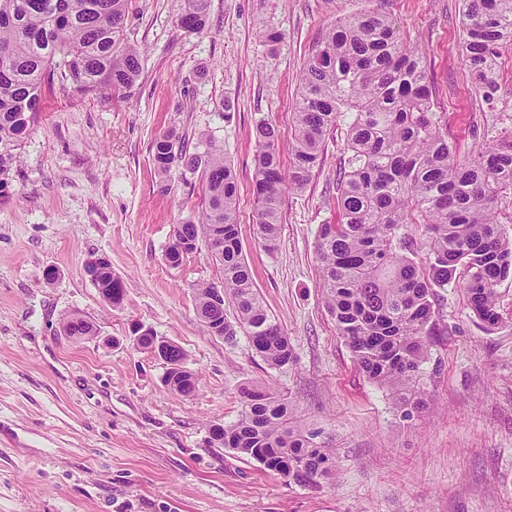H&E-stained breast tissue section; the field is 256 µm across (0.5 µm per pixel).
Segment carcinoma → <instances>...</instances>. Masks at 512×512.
I'll return each instance as SVG.
<instances>
[{
  "label": "carcinoma",
  "instance_id": "obj_1",
  "mask_svg": "<svg viewBox=\"0 0 512 512\" xmlns=\"http://www.w3.org/2000/svg\"><path fill=\"white\" fill-rule=\"evenodd\" d=\"M134 0H0V201L12 186L29 124L47 91L59 83L81 93L127 92L142 72V53L126 22ZM463 60L476 91L498 92L497 63L512 48V0H463ZM209 21V0H187L179 20L188 32ZM344 112L354 115L347 135L348 170L337 182L338 218L320 226L316 242L320 288L338 335L358 369L387 388L401 417L422 409V366L435 335L434 289L458 267L475 316L498 324L497 287L512 276V242L495 210L512 194V137L467 159L448 141L446 119L434 110L420 50L404 40L383 10L339 18L307 59L295 104L293 160L283 168L279 130L256 124L255 234L268 250L281 229V200L301 191L324 160L327 132ZM189 137L171 129L151 144L152 161L171 190L176 173L202 184L196 219L172 225L165 258L179 267L195 244L213 242V260L234 302L233 324L213 303V287L198 289L195 307L214 336L244 333L269 368L293 363V348L254 289L236 219L237 181L224 150L211 143L189 152ZM416 224L423 238L403 232ZM103 300L121 303L124 285L105 257L88 264ZM65 335L83 339L94 326L73 315ZM165 384L183 396L195 391L176 344L165 355ZM219 446L251 458L287 481L315 485L332 472L329 455L292 417L288 398L269 388L245 393L238 419L224 425Z\"/></svg>",
  "mask_w": 512,
  "mask_h": 512
}]
</instances>
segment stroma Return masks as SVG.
Segmentation results:
<instances>
[{"mask_svg": "<svg viewBox=\"0 0 512 512\" xmlns=\"http://www.w3.org/2000/svg\"><path fill=\"white\" fill-rule=\"evenodd\" d=\"M136 6V85L124 96L48 97L0 202V512H512V280L497 287L491 328L475 317L464 275L437 289L428 405L403 420L358 370L319 289L316 241L336 220L352 114L327 136L307 188L284 193L274 250L255 237L253 193L256 124L279 128L290 164L303 65L340 17L383 9L420 46L435 109L463 155L512 135V49L488 103L463 63L462 0H210L199 33L179 25L186 0ZM171 128L194 147L212 141L234 164L243 254L292 344L286 370L269 369L247 336L227 343L200 321L197 289L223 282L207 246L176 268L164 259L172 226L202 197L191 174L159 189L150 145ZM97 257L124 283L119 306L88 274ZM72 313L96 336H66L60 323ZM144 330L184 350L194 396L165 386L166 362L134 342ZM264 384L331 454L330 480L300 486L211 445V424L236 421L243 388Z\"/></svg>", "mask_w": 512, "mask_h": 512, "instance_id": "1", "label": "stroma"}]
</instances>
